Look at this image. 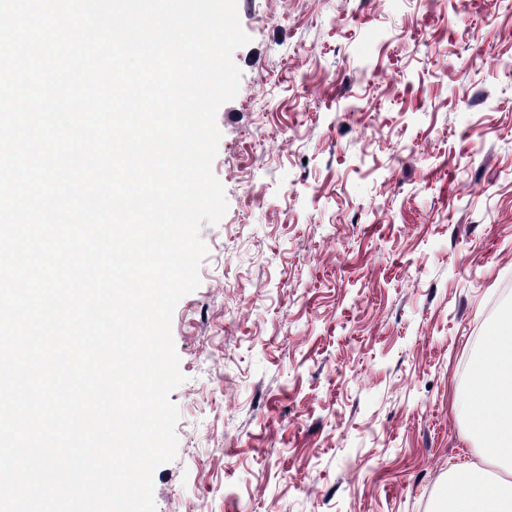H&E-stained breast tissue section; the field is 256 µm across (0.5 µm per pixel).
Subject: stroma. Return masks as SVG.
<instances>
[{
	"label": "stroma",
	"mask_w": 512,
	"mask_h": 512,
	"mask_svg": "<svg viewBox=\"0 0 512 512\" xmlns=\"http://www.w3.org/2000/svg\"><path fill=\"white\" fill-rule=\"evenodd\" d=\"M156 512H433L512 312L505 0H238Z\"/></svg>",
	"instance_id": "35a3bbf8"
}]
</instances>
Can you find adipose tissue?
I'll return each mask as SVG.
<instances>
[{"mask_svg": "<svg viewBox=\"0 0 512 512\" xmlns=\"http://www.w3.org/2000/svg\"><path fill=\"white\" fill-rule=\"evenodd\" d=\"M477 386L465 402L477 435L488 440L506 476L489 478L469 462L448 472L445 512H512V323L501 326L476 353Z\"/></svg>", "mask_w": 512, "mask_h": 512, "instance_id": "ef3b65f1", "label": "adipose tissue"}]
</instances>
